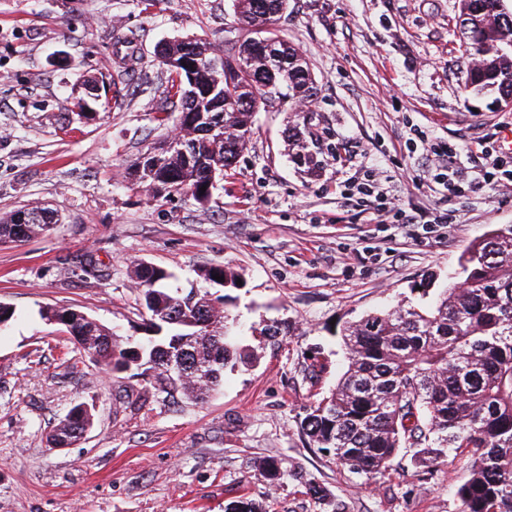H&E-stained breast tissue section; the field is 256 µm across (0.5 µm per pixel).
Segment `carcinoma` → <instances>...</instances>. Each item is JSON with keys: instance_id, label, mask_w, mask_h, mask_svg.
I'll use <instances>...</instances> for the list:
<instances>
[{"instance_id": "cac0c4a2", "label": "carcinoma", "mask_w": 512, "mask_h": 512, "mask_svg": "<svg viewBox=\"0 0 512 512\" xmlns=\"http://www.w3.org/2000/svg\"><path fill=\"white\" fill-rule=\"evenodd\" d=\"M459 2L460 47L473 60L464 91L512 100V12L503 0ZM287 7L288 0H238L246 28L219 53L199 38L163 45L167 87L157 120L187 112L195 125L134 162L138 184L158 186L165 196L199 194L212 170L233 165L254 112L274 104L281 90L301 101L315 95L307 62L271 29ZM226 57L242 62L231 85L217 82ZM182 61L196 65L193 87ZM260 74L275 88L264 90ZM288 140L299 147L295 157L303 165H314L297 127L288 129ZM29 214L24 224L13 214L0 219V243L43 234L57 221L38 207ZM460 267L463 277L427 305L403 303L345 322L340 338L347 367L336 386L310 404L300 426L361 485L375 482L401 453L424 473L466 453L471 461L457 490L460 512H512V226L476 240ZM135 276L149 313L150 335L142 343H123L76 309H54L52 316L80 351L112 374L152 370L156 390L204 401L222 384L228 364L247 359L227 326L229 314H219L206 292L170 294L163 288L170 273L162 267L143 263ZM92 425L88 418L71 420L63 434L73 441Z\"/></svg>"}]
</instances>
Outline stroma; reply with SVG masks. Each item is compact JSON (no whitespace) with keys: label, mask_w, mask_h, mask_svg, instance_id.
<instances>
[{"label":"stroma","mask_w":512,"mask_h":512,"mask_svg":"<svg viewBox=\"0 0 512 512\" xmlns=\"http://www.w3.org/2000/svg\"><path fill=\"white\" fill-rule=\"evenodd\" d=\"M236 0H0V218L48 207L50 233L0 243V512H224L249 498L265 512H460L467 460L416 472L397 457L364 487L302 434L308 405L332 389L346 363L345 321L458 277L463 251L512 225V184H478L462 196L431 191L425 151L406 139L454 141L471 168L475 141L498 139L512 108L463 90L458 0H289L274 28L308 63L317 94L255 113L252 134L208 202L152 198L130 166L175 133L155 116L165 98L157 50L198 36L215 49L237 33ZM127 81L106 98L75 103L88 78ZM299 125L319 167L293 159ZM373 174L416 218L380 224L372 206L341 195ZM447 213L448 228L423 220ZM152 263L169 288L209 289L238 318L255 361L225 369L203 404L154 392L132 369L107 375L80 353L49 307L80 310L119 336L148 334L134 271ZM220 265L237 286L210 285ZM276 322L279 335H263ZM95 403L93 426L69 447L49 435L76 404ZM276 460L278 480L260 473ZM324 488L317 499L307 484Z\"/></svg>","instance_id":"1"}]
</instances>
